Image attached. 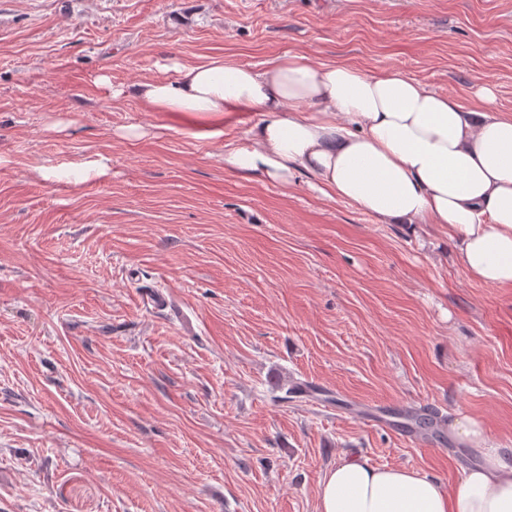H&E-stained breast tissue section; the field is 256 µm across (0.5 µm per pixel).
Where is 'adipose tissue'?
<instances>
[{"instance_id": "obj_1", "label": "adipose tissue", "mask_w": 512, "mask_h": 512, "mask_svg": "<svg viewBox=\"0 0 512 512\" xmlns=\"http://www.w3.org/2000/svg\"><path fill=\"white\" fill-rule=\"evenodd\" d=\"M176 74L131 93L178 119L257 113L249 144L226 147V169L283 184L304 174L379 223L438 225L467 276L512 288V114L495 109L490 86H477L468 109L399 70L370 75L291 53L261 68L216 58ZM449 431L478 455L453 490L350 458L324 472L318 512H512V448L495 447L470 417Z\"/></svg>"}]
</instances>
